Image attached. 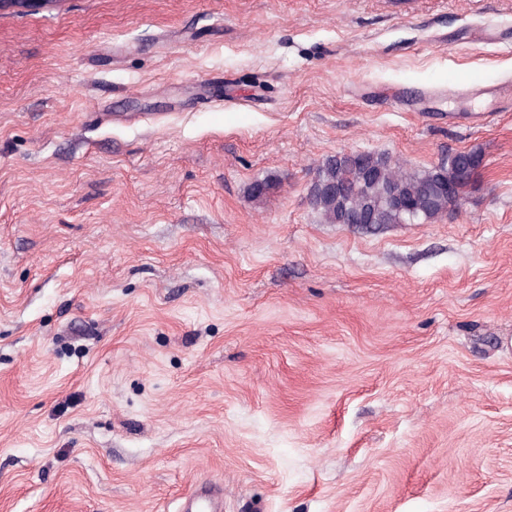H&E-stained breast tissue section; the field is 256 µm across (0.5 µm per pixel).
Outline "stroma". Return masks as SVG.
I'll list each match as a JSON object with an SVG mask.
<instances>
[{
    "mask_svg": "<svg viewBox=\"0 0 512 512\" xmlns=\"http://www.w3.org/2000/svg\"><path fill=\"white\" fill-rule=\"evenodd\" d=\"M469 150L429 222L310 202L339 153ZM204 482L222 512H512V0L0 12V512Z\"/></svg>",
    "mask_w": 512,
    "mask_h": 512,
    "instance_id": "35a3bbf8",
    "label": "stroma"
}]
</instances>
